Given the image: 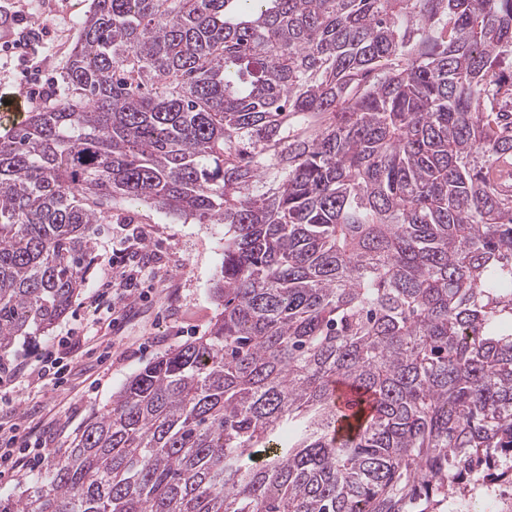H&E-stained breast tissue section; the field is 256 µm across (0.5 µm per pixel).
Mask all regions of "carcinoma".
Here are the masks:
<instances>
[{
  "instance_id": "cac0c4a2",
  "label": "carcinoma",
  "mask_w": 512,
  "mask_h": 512,
  "mask_svg": "<svg viewBox=\"0 0 512 512\" xmlns=\"http://www.w3.org/2000/svg\"><path fill=\"white\" fill-rule=\"evenodd\" d=\"M62 82L0 136V352L116 196L224 225L219 312L0 512H441L512 449V0H94Z\"/></svg>"
}]
</instances>
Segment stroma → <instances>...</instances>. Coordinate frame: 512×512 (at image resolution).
Listing matches in <instances>:
<instances>
[{
	"label": "stroma",
	"instance_id": "1",
	"mask_svg": "<svg viewBox=\"0 0 512 512\" xmlns=\"http://www.w3.org/2000/svg\"><path fill=\"white\" fill-rule=\"evenodd\" d=\"M93 0H0L26 14V28L49 27L53 46L41 67L55 81L79 34ZM134 224L147 234L145 250L157 260L161 278L138 274L141 294L132 309L111 316L94 297L109 267L120 227ZM95 244L86 285L69 313L45 334L19 338L10 358L34 348H57L66 336L79 339L68 352L70 370L62 386L52 381L0 389V417L16 423L26 439L45 441L43 456L70 447L91 416L110 407L124 383L158 356L203 335L216 312L212 286L224 259V227L202 224L157 209L146 202L112 201V221L95 227Z\"/></svg>",
	"mask_w": 512,
	"mask_h": 512
}]
</instances>
